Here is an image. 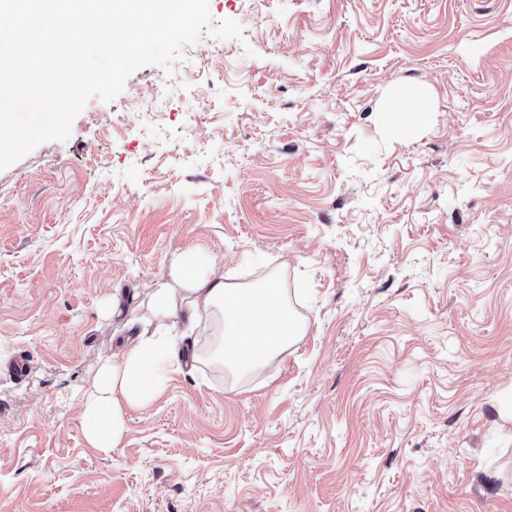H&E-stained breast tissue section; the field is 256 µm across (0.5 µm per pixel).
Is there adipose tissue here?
Returning a JSON list of instances; mask_svg holds the SVG:
<instances>
[{
    "instance_id": "adipose-tissue-1",
    "label": "adipose tissue",
    "mask_w": 512,
    "mask_h": 512,
    "mask_svg": "<svg viewBox=\"0 0 512 512\" xmlns=\"http://www.w3.org/2000/svg\"><path fill=\"white\" fill-rule=\"evenodd\" d=\"M429 100L421 85L393 87L383 108L387 125L407 131L425 123L421 107ZM171 280L155 288L150 315L126 326L120 356L105 362L81 399V426L92 447H119L127 410L141 407L163 392L171 375L182 373V336L174 324L183 317L188 329L220 326L214 354L245 372L287 349L300 327L277 283L236 288L223 277L205 276L193 256L178 254L170 263Z\"/></svg>"
}]
</instances>
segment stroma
Returning <instances> with one entry per match:
<instances>
[{
  "label": "stroma",
  "instance_id": "1",
  "mask_svg": "<svg viewBox=\"0 0 512 512\" xmlns=\"http://www.w3.org/2000/svg\"><path fill=\"white\" fill-rule=\"evenodd\" d=\"M209 4L243 40L0 172V512H512V0ZM182 252L302 333L239 374L198 330L92 448L81 394ZM429 101L427 89L422 85H400L391 89L382 110L387 125L395 130L407 131L425 123L426 103ZM424 112L420 111L419 105Z\"/></svg>",
  "mask_w": 512,
  "mask_h": 512
}]
</instances>
